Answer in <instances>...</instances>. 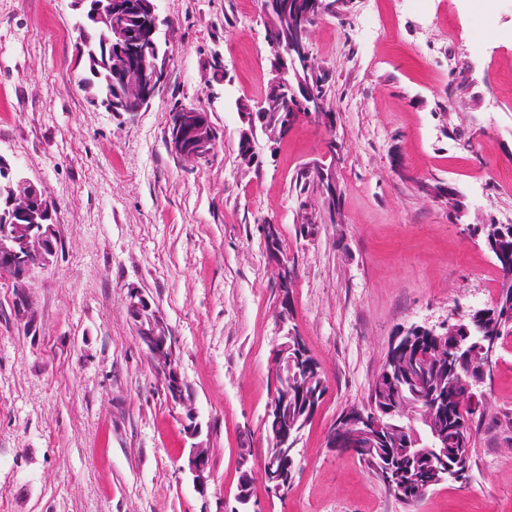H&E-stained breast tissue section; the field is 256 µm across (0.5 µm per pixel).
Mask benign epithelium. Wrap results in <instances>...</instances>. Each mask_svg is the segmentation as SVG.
<instances>
[{
  "label": "benign epithelium",
  "mask_w": 512,
  "mask_h": 512,
  "mask_svg": "<svg viewBox=\"0 0 512 512\" xmlns=\"http://www.w3.org/2000/svg\"><path fill=\"white\" fill-rule=\"evenodd\" d=\"M158 0H107L85 14L91 25L100 30L104 46L112 57V71L123 77V89L119 91V109L122 112H140L159 92L167 73V55L159 54V28L163 24L157 7ZM296 0H270L263 9L266 19L265 40L274 49L271 57V74L267 86L256 102L245 98L238 101L242 126L239 140L247 145L240 158L246 162L255 156L253 133L258 114L272 106L283 111L288 118L291 100L297 98L296 86L301 72L308 70L311 61L308 43L313 23H304L297 42L284 40L280 33V17L297 9ZM209 113L203 108H186L169 119L168 144L178 156L198 161L209 157L213 140L208 130ZM0 175L14 180L10 194L3 198L4 222L0 225V272L22 284L34 268L47 260L46 252L52 250V226L56 205L45 190L19 173L0 156ZM267 256L274 264L280 278L296 275L293 262L288 256L269 248ZM127 313L144 347L154 371L162 383L167 402L174 408L185 409L184 428L191 444L181 471L191 479L197 492H206L212 477L209 457L198 442L202 425L196 409L190 403L187 384L182 376L175 354L172 336L162 317L152 309L147 297L139 291L130 293ZM483 375L472 377V385L486 381L496 362L497 345L494 340L481 344ZM288 367L282 357L273 354L270 370L272 387H281ZM376 417L375 409L364 405L340 415L330 428L326 442L333 450L355 454L363 447L362 438ZM268 440L280 448L288 447V429L282 425V406H267L262 420ZM261 477L267 500H280L286 495L292 480L288 459L280 466L261 462Z\"/></svg>",
  "instance_id": "benign-epithelium-1"
}]
</instances>
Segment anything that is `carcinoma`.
Instances as JSON below:
<instances>
[{
    "label": "carcinoma",
    "instance_id": "obj_1",
    "mask_svg": "<svg viewBox=\"0 0 512 512\" xmlns=\"http://www.w3.org/2000/svg\"><path fill=\"white\" fill-rule=\"evenodd\" d=\"M75 49L77 58L86 60L89 71V76L79 80L80 86L100 100L117 98L110 62L105 58L109 51L102 46L100 32L89 35ZM293 126L294 121H284L281 113L271 109L260 130L280 138ZM302 178L316 184L325 195L329 215H334L340 192L331 186L330 178L315 167L303 171ZM467 231L512 255V224H469ZM497 295L500 299L494 306L467 315L466 325L474 331V337L466 351L455 354L452 343L442 342L420 327L398 329L401 343L388 348L386 361L373 380L367 401L379 415V427L373 439H362L368 457L359 461L371 472L379 470L389 475L393 485L386 491L406 504L424 497L436 472L472 469L473 416L479 406L471 405L465 393L469 373L482 367L476 342L482 336L512 335V323L503 319L504 309L512 310V297L503 295L501 288ZM428 352L434 360L427 364V383L418 386L403 364ZM287 358L292 361L294 374L288 377L284 416L294 435L311 423L313 406L321 400L327 385L301 336L295 334L288 339Z\"/></svg>",
    "mask_w": 512,
    "mask_h": 512
}]
</instances>
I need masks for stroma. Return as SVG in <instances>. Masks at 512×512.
I'll return each instance as SVG.
<instances>
[{
  "label": "stroma",
  "mask_w": 512,
  "mask_h": 512,
  "mask_svg": "<svg viewBox=\"0 0 512 512\" xmlns=\"http://www.w3.org/2000/svg\"><path fill=\"white\" fill-rule=\"evenodd\" d=\"M171 60L139 112L93 104L78 84L71 0H0V156L57 204L55 251L26 288L0 277V512H218L241 449L259 468L271 353L282 333L264 222L297 268L292 313L328 390L299 443L285 500L267 512H512V336L477 422L468 483L417 506L390 495L325 437L365 401L394 331L442 330L490 307L496 259L470 224L512 210V0H345L313 28L334 130L298 122L257 166L237 156V99L269 79L260 0H159ZM456 26V42L447 39ZM202 107L209 160L166 144L168 118ZM337 143L340 213L298 173ZM453 187L448 208L422 185ZM318 231L297 233L303 206ZM142 292L174 339L210 451L198 494L190 445L127 314Z\"/></svg>",
  "instance_id": "stroma-1"
}]
</instances>
